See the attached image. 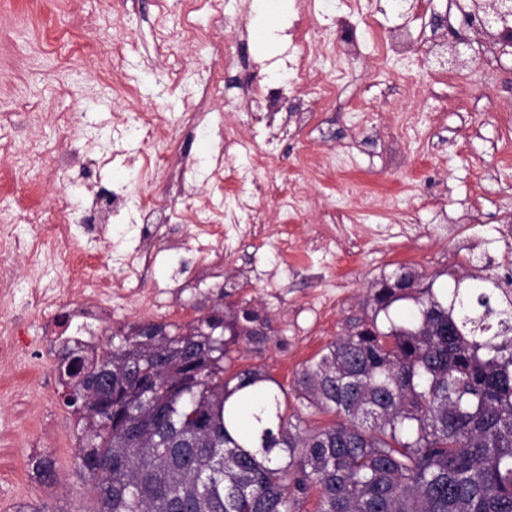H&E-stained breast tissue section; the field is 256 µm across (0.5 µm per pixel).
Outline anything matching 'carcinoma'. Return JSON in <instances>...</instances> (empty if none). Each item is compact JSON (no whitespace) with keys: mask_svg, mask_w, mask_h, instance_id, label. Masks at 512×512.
<instances>
[{"mask_svg":"<svg viewBox=\"0 0 512 512\" xmlns=\"http://www.w3.org/2000/svg\"><path fill=\"white\" fill-rule=\"evenodd\" d=\"M423 277L375 283L372 316L302 367L294 408L266 372L234 368L239 341L266 335L232 303L134 326L92 358L65 349L94 512H300L313 492L317 512H512V289L487 277L447 302ZM301 406L330 422L309 427Z\"/></svg>","mask_w":512,"mask_h":512,"instance_id":"carcinoma-1","label":"carcinoma"}]
</instances>
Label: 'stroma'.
Masks as SVG:
<instances>
[{
  "instance_id": "35a3bbf8",
  "label": "stroma",
  "mask_w": 512,
  "mask_h": 512,
  "mask_svg": "<svg viewBox=\"0 0 512 512\" xmlns=\"http://www.w3.org/2000/svg\"><path fill=\"white\" fill-rule=\"evenodd\" d=\"M370 2L374 20L351 18L359 54L341 60L350 78L335 99H315L299 84L287 93L304 102L309 121L289 126L279 149L292 159L305 141L323 175L287 166L257 170L244 183L224 177L228 196L271 178L292 183L304 198L301 215L283 221L263 202L262 232L246 234L200 288L177 287L166 261L143 270L146 295L134 304L113 301L107 332L186 325L230 299L267 323L263 343L240 342L241 365L288 388L304 362L371 315L368 288L399 267L426 274L438 292L470 270L512 277V237L500 232L512 225V48L459 22L436 27L447 0ZM296 11L295 0H269L262 17L256 0H223L220 16L204 8L192 15L209 32L208 45L162 57L156 48L176 25L163 17L160 0H0V131L18 148L33 136L52 143L62 134L53 119L67 113L105 144L115 123L162 113L174 127L176 153L195 167L184 192L172 195L179 217L167 227L171 239L184 240L193 196L210 188L208 165L224 124L248 118L240 81L285 51L279 32ZM108 12L121 17L120 68L45 39L50 31L95 37ZM397 30L406 33L408 51L380 59V38ZM173 69L185 74L183 86L170 85ZM20 99L39 107L16 109ZM187 112L198 115L194 128L183 125ZM83 191L79 169L46 176L15 170L0 156V208L19 215L61 197L76 204ZM283 234L291 244L285 255L277 244ZM38 355L30 350L16 369L0 373V512L21 504L33 512H93L94 496L75 474L76 418L61 401L56 364ZM44 457L55 481L36 471Z\"/></svg>"
}]
</instances>
